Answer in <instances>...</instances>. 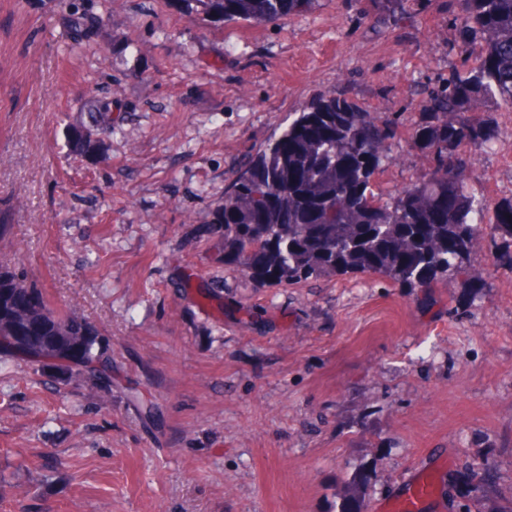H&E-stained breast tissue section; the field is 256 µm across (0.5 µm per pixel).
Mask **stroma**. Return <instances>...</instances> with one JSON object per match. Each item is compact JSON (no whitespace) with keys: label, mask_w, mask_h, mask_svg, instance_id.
Masks as SVG:
<instances>
[{"label":"stroma","mask_w":512,"mask_h":512,"mask_svg":"<svg viewBox=\"0 0 512 512\" xmlns=\"http://www.w3.org/2000/svg\"><path fill=\"white\" fill-rule=\"evenodd\" d=\"M75 3L0 0V255L98 329L112 393L0 356V512H341L352 481L371 506L443 456L429 512H467L484 461L488 491L512 504L505 247L482 242L468 273L424 288L265 286L197 231L242 154L342 82L400 122L379 191L416 181L422 90L461 66L441 0L374 25L356 19L372 0H320L261 27L164 0ZM75 11L99 19L80 40ZM92 94L117 106L86 157L71 136L93 128ZM487 117L497 139L474 150L472 185L498 201L512 197V110Z\"/></svg>","instance_id":"1"}]
</instances>
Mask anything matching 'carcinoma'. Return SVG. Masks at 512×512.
I'll list each match as a JSON object with an SVG mask.
<instances>
[{
    "mask_svg": "<svg viewBox=\"0 0 512 512\" xmlns=\"http://www.w3.org/2000/svg\"><path fill=\"white\" fill-rule=\"evenodd\" d=\"M213 23L265 26L311 12L319 0H167ZM458 32L462 69L425 87L426 112L410 135L425 175L389 199L375 191L390 161L396 120L362 109L348 90L314 95L288 113L233 171L208 233L223 241L224 265L260 284L377 275L415 288L468 270L475 246L512 242V198L492 202L471 187L472 153L489 147L490 102L512 108V0H444ZM387 18L414 0H374ZM74 149L101 141L80 130ZM0 353L40 361L112 393V356L97 329L53 308L40 289L0 262Z\"/></svg>",
    "mask_w": 512,
    "mask_h": 512,
    "instance_id": "obj_1",
    "label": "carcinoma"
}]
</instances>
